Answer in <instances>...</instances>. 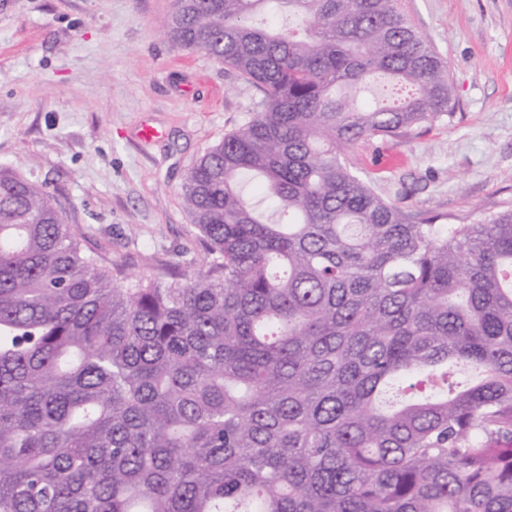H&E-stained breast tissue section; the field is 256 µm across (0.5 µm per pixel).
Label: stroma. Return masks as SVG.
<instances>
[{"instance_id": "obj_1", "label": "stroma", "mask_w": 512, "mask_h": 512, "mask_svg": "<svg viewBox=\"0 0 512 512\" xmlns=\"http://www.w3.org/2000/svg\"><path fill=\"white\" fill-rule=\"evenodd\" d=\"M448 65L454 109L353 169L404 214L512 208V0H396ZM172 0H0V164L35 177L117 281L207 268L181 187L259 107L257 87L164 34ZM160 132L146 142L142 126Z\"/></svg>"}]
</instances>
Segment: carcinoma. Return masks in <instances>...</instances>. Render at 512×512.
<instances>
[{"instance_id": "carcinoma-1", "label": "carcinoma", "mask_w": 512, "mask_h": 512, "mask_svg": "<svg viewBox=\"0 0 512 512\" xmlns=\"http://www.w3.org/2000/svg\"><path fill=\"white\" fill-rule=\"evenodd\" d=\"M165 35L262 93L183 184L207 269L117 284L0 165V512H512V209L409 218L346 157L452 112L447 64L395 0Z\"/></svg>"}]
</instances>
